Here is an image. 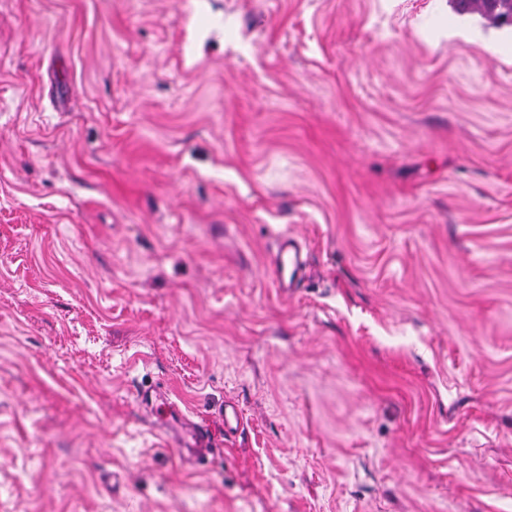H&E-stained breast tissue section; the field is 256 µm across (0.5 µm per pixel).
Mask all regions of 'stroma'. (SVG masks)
I'll return each mask as SVG.
<instances>
[{
	"label": "stroma",
	"mask_w": 512,
	"mask_h": 512,
	"mask_svg": "<svg viewBox=\"0 0 512 512\" xmlns=\"http://www.w3.org/2000/svg\"><path fill=\"white\" fill-rule=\"evenodd\" d=\"M0 512H512V26L0 0ZM304 260L299 244L291 235L284 234L279 250L270 265V273L278 290L284 294L294 293L301 279Z\"/></svg>",
	"instance_id": "35a3bbf8"
}]
</instances>
